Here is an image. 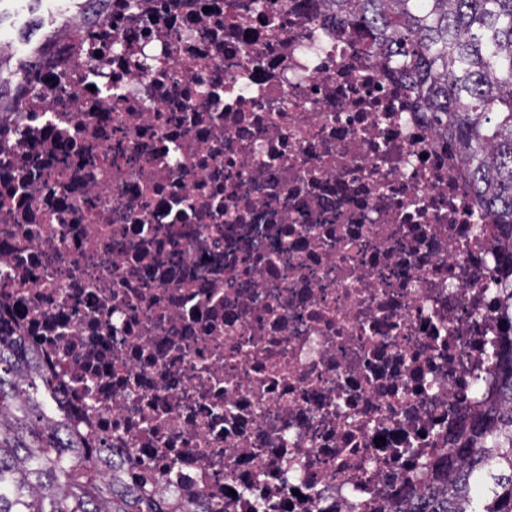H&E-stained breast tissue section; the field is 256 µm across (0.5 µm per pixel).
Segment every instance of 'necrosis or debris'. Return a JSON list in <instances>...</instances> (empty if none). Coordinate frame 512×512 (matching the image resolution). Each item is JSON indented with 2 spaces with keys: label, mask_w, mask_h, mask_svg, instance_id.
Masks as SVG:
<instances>
[{
  "label": "necrosis or debris",
  "mask_w": 512,
  "mask_h": 512,
  "mask_svg": "<svg viewBox=\"0 0 512 512\" xmlns=\"http://www.w3.org/2000/svg\"><path fill=\"white\" fill-rule=\"evenodd\" d=\"M0 69V336L190 512H407L497 393L443 135L312 0H47Z\"/></svg>",
  "instance_id": "1"
}]
</instances>
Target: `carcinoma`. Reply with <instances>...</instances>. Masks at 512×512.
I'll use <instances>...</instances> for the list:
<instances>
[{
    "label": "carcinoma",
    "instance_id": "1",
    "mask_svg": "<svg viewBox=\"0 0 512 512\" xmlns=\"http://www.w3.org/2000/svg\"><path fill=\"white\" fill-rule=\"evenodd\" d=\"M336 32L362 43L406 84L458 155L460 177L498 226L512 274V0H321ZM497 364L498 396L435 464L448 496L421 494L409 512H512V279ZM26 348L0 343V512H178L102 471L110 448L53 407L54 379L28 377Z\"/></svg>",
    "mask_w": 512,
    "mask_h": 512
}]
</instances>
